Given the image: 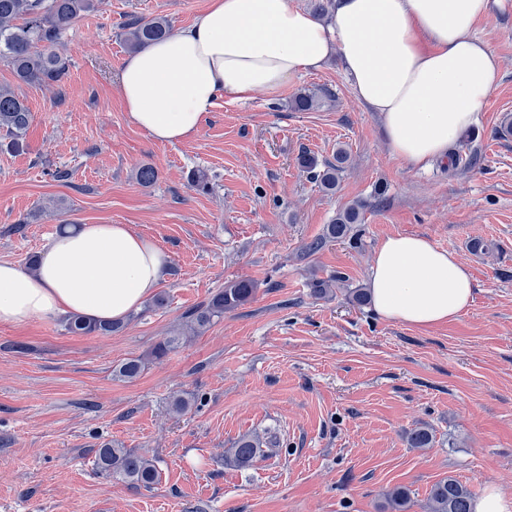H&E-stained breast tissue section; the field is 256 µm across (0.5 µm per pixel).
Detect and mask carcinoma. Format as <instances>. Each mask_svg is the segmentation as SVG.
I'll return each instance as SVG.
<instances>
[{
	"label": "carcinoma",
	"mask_w": 512,
	"mask_h": 512,
	"mask_svg": "<svg viewBox=\"0 0 512 512\" xmlns=\"http://www.w3.org/2000/svg\"><path fill=\"white\" fill-rule=\"evenodd\" d=\"M96 8V0H0V60L6 63L15 80L24 85L53 86L68 74L70 62L59 50L63 32L78 18ZM170 35L168 22L159 17L149 21L134 20L127 25L125 44L134 52L150 42ZM315 92L305 91L292 100V108L299 112L312 111L319 105ZM34 120L26 100L9 85L0 86V133L7 147L19 149ZM350 154L339 148L335 162L319 161L307 152L299 158L300 166L311 179L327 191H334L338 175ZM158 170L143 164L135 171L136 181L143 186L156 182ZM360 219V206L350 205L336 215L326 226L325 237L342 239L351 231V225ZM256 294V284L249 279L235 280L224 286L210 301L191 312L186 330L192 334L205 331L249 302ZM123 327L121 322L92 323L79 315L67 319L66 329L73 334L109 336ZM144 368L142 359H129L122 363L116 375L124 380L138 378ZM412 448H428L433 436L426 427H415L406 433ZM261 440L246 436L238 439L224 451V464L234 468H248L260 457ZM96 470L109 477H116L134 486L149 488L158 481L159 471L155 462L131 448L106 444L97 449ZM390 512H407L410 495L404 488H394L386 493ZM472 492L453 477L443 478L430 488L425 508L427 512H472Z\"/></svg>",
	"instance_id": "1"
}]
</instances>
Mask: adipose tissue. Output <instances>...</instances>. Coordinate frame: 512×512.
<instances>
[{
  "instance_id": "obj_1",
  "label": "adipose tissue",
  "mask_w": 512,
  "mask_h": 512,
  "mask_svg": "<svg viewBox=\"0 0 512 512\" xmlns=\"http://www.w3.org/2000/svg\"><path fill=\"white\" fill-rule=\"evenodd\" d=\"M489 0H335L332 26L290 0H209L190 25L130 55L119 92L129 119L161 143L194 136L218 98L281 91L338 57L355 97L380 113L393 156H447L498 82L495 52L474 33ZM165 253L124 224L55 235L34 271L0 261V324L80 315L120 321L159 288ZM372 307L419 329L457 319L468 267L416 236H390L371 266Z\"/></svg>"
}]
</instances>
